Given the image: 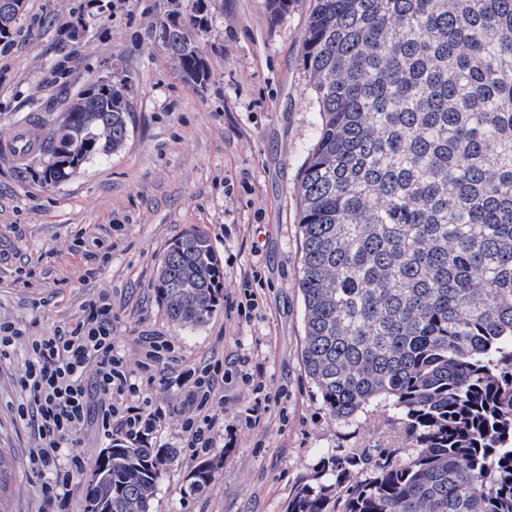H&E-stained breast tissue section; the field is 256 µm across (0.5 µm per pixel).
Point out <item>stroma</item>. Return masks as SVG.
<instances>
[{
  "mask_svg": "<svg viewBox=\"0 0 512 512\" xmlns=\"http://www.w3.org/2000/svg\"><path fill=\"white\" fill-rule=\"evenodd\" d=\"M11 40L0 42V142L29 118L47 134L65 91L87 86L111 64L135 91L129 137L64 182L41 177L39 153L0 156V316L34 336L74 323L89 304L112 306V339L128 359L137 339L165 336L185 363L220 359L230 375L217 415L224 434L211 458L221 466L191 491L199 459L179 437L182 397L153 385L166 407L153 447L170 454L153 512H285L294 484L321 452L396 445L390 414L343 426L328 421L302 366L303 302L297 288V171L320 116L303 93L300 65L307 0L272 16L265 0H210L198 39L209 66L206 90L183 80L151 24L166 0H26ZM84 32L65 41L67 23ZM206 232L224 267V302L201 328L166 318L153 283L158 261L184 232ZM259 303L251 318L231 301L250 271ZM21 359L0 365V448L14 452L10 512H43L27 468L33 441L13 422ZM261 403L260 422L249 410Z\"/></svg>",
  "mask_w": 512,
  "mask_h": 512,
  "instance_id": "stroma-1",
  "label": "stroma"
}]
</instances>
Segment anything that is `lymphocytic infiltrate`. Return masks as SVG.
Returning <instances> with one entry per match:
<instances>
[{
	"mask_svg": "<svg viewBox=\"0 0 512 512\" xmlns=\"http://www.w3.org/2000/svg\"><path fill=\"white\" fill-rule=\"evenodd\" d=\"M111 311L106 301L95 302L69 327L28 337L13 321L0 318V363L11 362L17 346L25 348L13 416L33 438L27 461L41 479L44 506L64 502L82 471L84 463L70 456L68 441L88 420H95L100 440L109 441L143 437L166 416L141 387L177 362L175 344L164 336L142 337L139 359L129 365L112 341ZM165 384L183 398L180 436L185 451L208 454L221 428L213 409L224 401L223 361L181 367Z\"/></svg>",
	"mask_w": 512,
	"mask_h": 512,
	"instance_id": "f902f5d3",
	"label": "lymphocytic infiltrate"
}]
</instances>
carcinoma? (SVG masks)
<instances>
[{"label": "carcinoma", "mask_w": 512, "mask_h": 512, "mask_svg": "<svg viewBox=\"0 0 512 512\" xmlns=\"http://www.w3.org/2000/svg\"><path fill=\"white\" fill-rule=\"evenodd\" d=\"M152 31L204 90L206 0ZM301 66L320 114L300 166L303 370L325 416L393 411L402 448H336L287 512H512V0H308ZM25 0H0V41ZM132 79L71 97L37 143L43 180L123 149ZM224 269L189 230L153 288L167 319L208 323ZM169 451L114 441L83 512H153ZM203 460L190 487L215 478Z\"/></svg>", "instance_id": "obj_1"}]
</instances>
